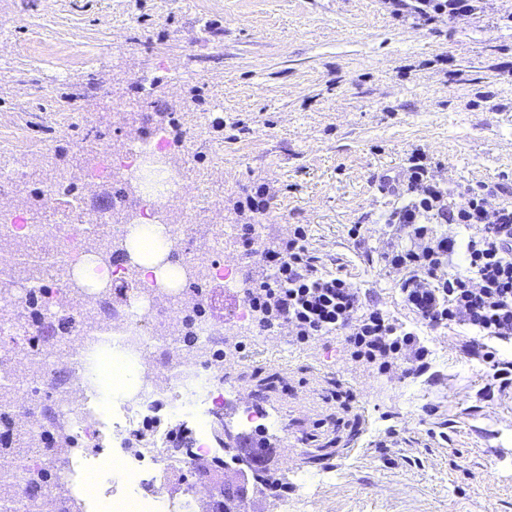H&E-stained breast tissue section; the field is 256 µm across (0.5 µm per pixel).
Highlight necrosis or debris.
Here are the masks:
<instances>
[{"label": "necrosis or debris", "instance_id": "necrosis-or-debris-1", "mask_svg": "<svg viewBox=\"0 0 512 512\" xmlns=\"http://www.w3.org/2000/svg\"><path fill=\"white\" fill-rule=\"evenodd\" d=\"M164 131H155L149 138L138 139L128 134L122 147L100 146L93 149V160L84 165L82 177L87 193H95L112 177L139 183L147 174L149 162L161 156ZM156 192L144 203L123 216L109 212L96 214L94 222L101 228L92 239L78 237L74 228L86 224V214L79 202L66 207L55 206L56 186L46 188L47 215L35 220L18 208H0V221L12 227L10 235L0 237V269H9L8 277L0 279V333L13 332L26 336L25 316L31 292L44 290L45 310L69 307L78 323L79 343L69 355L60 351L38 352L29 345L21 356L32 363L45 377H52L60 362H67L76 375L71 392L60 402L70 417L75 437L80 442H96L102 423L87 406L95 388L87 375V367L102 347L98 337L101 327L94 318V306L103 296L112 298V351L136 361L143 373L121 407V416L112 424V440L125 449L137 466L154 472L151 497L133 499L116 484L102 487V496L111 498L116 512H172L174 501L166 488L161 472L171 468L187 469L195 459L208 452L207 446L192 449L190 455L171 458L162 439H154L147 448L137 445L145 420L159 406L178 411L188 401L207 404L215 397L204 355L208 350L205 338L214 324L209 318L203 298L192 293L188 280L212 281L223 274L224 287L236 290L238 283L232 272L221 269L224 251V227L213 225L203 249L190 250L182 271L164 273L151 285L131 279L125 269L112 271L104 287H81V280L93 272L97 262L105 258V246L112 239L127 240L135 221L146 219L161 228L162 248L172 249L188 242L192 224L198 223L210 194L208 179L184 180V165L167 162L161 167ZM193 337L194 343L182 346L180 337Z\"/></svg>", "mask_w": 512, "mask_h": 512}]
</instances>
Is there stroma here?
<instances>
[{
	"label": "stroma",
	"instance_id": "obj_1",
	"mask_svg": "<svg viewBox=\"0 0 512 512\" xmlns=\"http://www.w3.org/2000/svg\"><path fill=\"white\" fill-rule=\"evenodd\" d=\"M415 0H0V122L23 126L34 174L14 190L41 210L64 178L88 212L130 208L119 182L85 194L76 161L88 130L120 147L127 132L164 126L175 157L211 173V207L257 243L308 225L324 272L411 325L398 277L380 252L401 201L379 191L424 152L454 194L482 191L512 205V0H472L458 22H426ZM81 44L91 64L59 69L30 55L32 36ZM265 187L264 215L245 203ZM365 238H350L352 225ZM218 329L238 301L203 285ZM245 349L216 378L225 398L249 396L239 435L282 419L329 443L331 455L280 472L283 496L305 512H512V383L487 388L488 369L462 347L463 327L425 331L428 374L378 377L329 337L308 349L287 332L245 324ZM275 386L259 390V378ZM397 430L398 443L378 442ZM350 453L333 469L335 449Z\"/></svg>",
	"mask_w": 512,
	"mask_h": 512
}]
</instances>
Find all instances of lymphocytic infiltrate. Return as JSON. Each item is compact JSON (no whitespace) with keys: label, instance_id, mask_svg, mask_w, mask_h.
<instances>
[{"label":"lymphocytic infiltrate","instance_id":"obj_1","mask_svg":"<svg viewBox=\"0 0 512 512\" xmlns=\"http://www.w3.org/2000/svg\"><path fill=\"white\" fill-rule=\"evenodd\" d=\"M380 190L403 199L387 218L396 240L382 260L399 274L402 301L418 328L365 304L345 280L320 274L309 229L298 224L259 254L261 272L245 296L258 332L285 327L299 344L341 336L352 360L391 377L404 364L416 373L426 368L431 349L420 329L464 326L479 335L465 353L482 357L489 380H507L512 364L481 339L512 338V206H488L476 192L453 200L420 151L408 157L401 179L383 180ZM440 224L458 225L464 234L437 232Z\"/></svg>","mask_w":512,"mask_h":512}]
</instances>
